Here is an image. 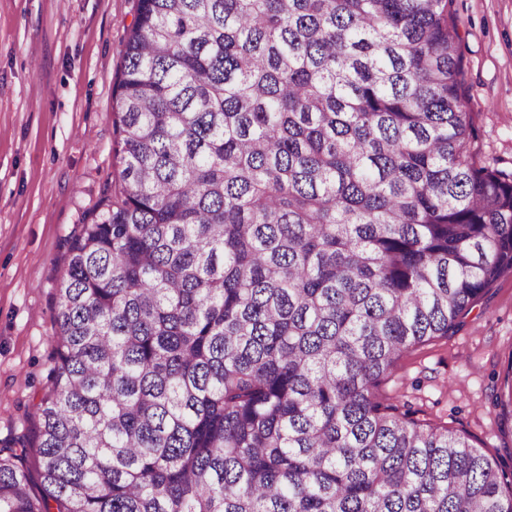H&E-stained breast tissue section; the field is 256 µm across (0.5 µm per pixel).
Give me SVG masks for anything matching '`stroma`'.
Here are the masks:
<instances>
[{"label":"stroma","instance_id":"obj_1","mask_svg":"<svg viewBox=\"0 0 512 512\" xmlns=\"http://www.w3.org/2000/svg\"><path fill=\"white\" fill-rule=\"evenodd\" d=\"M137 0H0V448L30 433L50 386L57 283L114 160L112 88ZM477 164L512 171V0H450ZM512 369V275L455 333L409 351L378 398L472 436L512 468L492 399Z\"/></svg>","mask_w":512,"mask_h":512}]
</instances>
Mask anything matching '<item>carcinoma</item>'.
Here are the masks:
<instances>
[{"label": "carcinoma", "instance_id": "obj_1", "mask_svg": "<svg viewBox=\"0 0 512 512\" xmlns=\"http://www.w3.org/2000/svg\"><path fill=\"white\" fill-rule=\"evenodd\" d=\"M461 85L448 0H138L0 512H512L376 396L512 273Z\"/></svg>", "mask_w": 512, "mask_h": 512}]
</instances>
